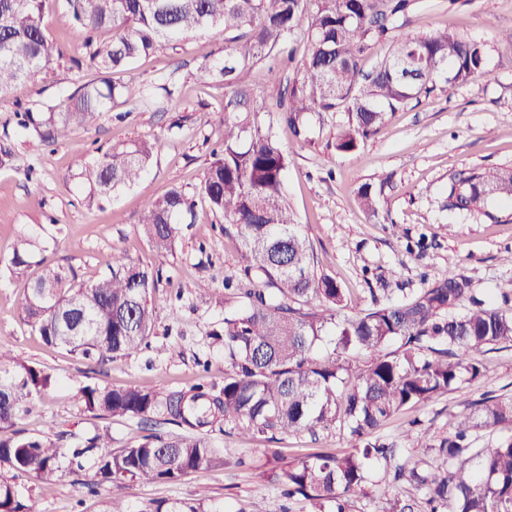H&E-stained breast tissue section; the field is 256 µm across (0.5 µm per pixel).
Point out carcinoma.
Wrapping results in <instances>:
<instances>
[{
	"mask_svg": "<svg viewBox=\"0 0 512 512\" xmlns=\"http://www.w3.org/2000/svg\"><path fill=\"white\" fill-rule=\"evenodd\" d=\"M46 0H0V94L21 90L36 72L63 51L42 27ZM410 0H64L73 32L89 48V60L111 74L146 55L163 41L198 31L224 34V59L215 66L228 89L224 142L212 152L200 186L209 210L239 228L247 265L244 276L224 280L236 306L224 313L227 366L218 392L201 385L164 396L138 388L85 385L77 392L82 410L98 418L148 420L155 414L193 430L190 435L155 431L117 453L99 457L97 493L104 483L177 482L199 469L224 466L211 433L230 426L245 436L290 435L336 426L360 443L352 451L314 454L265 473L281 494L301 497L311 512H349L354 496L366 493L369 469L392 468V483L425 490L422 512H512V435L492 448L472 447L474 432L512 425V398L482 401L459 416L448 435L429 448L443 466L424 469L399 462L401 449L375 436L391 416L426 405L463 382L484 376L472 356L483 348L512 343V310L474 294L469 278L452 271L428 283L418 295L390 303L376 301L359 315L343 316L346 291L319 274L310 245L283 195L289 153L274 131L284 122L301 137L311 112L348 114L336 136L338 152L350 153L396 112L432 90L434 74L446 71L465 83L482 72L484 51L443 30L416 38L402 31ZM110 29L109 42L96 34ZM297 29L307 36L302 66L286 78L277 109L250 81L266 55L284 51ZM393 40L390 54L371 73L362 62L380 41ZM136 91L105 81L68 98L60 112L18 114V125L45 145L68 136L74 125L92 124L118 96ZM156 151V142L112 146L77 174L90 196H107L137 183ZM512 201V170L473 168L448 183V210L487 218L488 195ZM198 220L195 201L177 187L147 201L139 224L149 246L172 250L178 224ZM30 242L18 239L10 263L28 265ZM160 278L124 253L112 255L109 274L75 285L63 271L45 266L22 300L24 321L43 341L84 359L128 357L148 345L155 323L150 296ZM331 337L332 347L319 343ZM399 343L396 350L392 343ZM367 357L363 366L358 355ZM14 358L0 350V429L16 424L23 401L54 385L34 366L10 368ZM104 429L83 448H62L49 436L0 438V464L37 482L52 480L59 459L76 460L108 448ZM416 502L392 490L375 497L373 512H415ZM0 512H32L23 492L0 481ZM150 512H222L206 499L160 501Z\"/></svg>",
	"mask_w": 512,
	"mask_h": 512,
	"instance_id": "obj_1",
	"label": "carcinoma"
}]
</instances>
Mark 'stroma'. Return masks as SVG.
Masks as SVG:
<instances>
[{
    "label": "stroma",
    "instance_id": "obj_1",
    "mask_svg": "<svg viewBox=\"0 0 512 512\" xmlns=\"http://www.w3.org/2000/svg\"><path fill=\"white\" fill-rule=\"evenodd\" d=\"M42 26L63 57L35 74L19 92L0 95V138L9 137L14 159L0 167V349L18 363L51 374L53 388L33 396L15 428L26 436L51 434L66 448L84 444L109 427L112 450L134 444L152 430L178 433L179 425L154 416L103 420L76 403L85 385L133 386L160 394L195 384L222 387L224 348L212 329L224 320V279L244 266L242 241L234 225L199 202L198 223L183 226L172 252H154L138 222L146 200L174 187L197 194L211 152L224 136L223 81L210 73L224 57V37L197 33L161 43L149 55L112 73V80L135 86L140 96L121 98L93 125L74 127L57 145L46 147L21 133L16 112L60 111L67 97L101 84L104 75L64 17L63 0H48ZM482 43L483 72L449 85L432 80L433 91L388 113L378 132L352 154L338 153L337 133L346 127L343 112L305 119L306 139L294 145L285 180V197L301 224L317 272L331 275L345 289L349 313L372 301L411 297L433 278L455 271L469 277L478 297L496 301L512 279V208L497 198L487 207L504 214L493 223L464 218L446 209L449 177L474 167L512 169V0H413L406 33L425 37L439 30ZM146 139L157 151L142 180L117 194L89 199L77 173L111 146ZM371 187L376 210L362 209L358 192ZM33 242L28 266L11 269L20 236ZM160 271L151 295L156 320L149 347L107 363L86 360L46 345L22 318L21 300L44 264L63 267L76 282L109 273L114 251ZM485 375L465 382L429 405L408 409L380 429L396 441L409 462L437 467L434 451L417 447L421 433H447L456 416L486 397L512 396V346L483 349ZM212 441L224 452L219 469L193 472L181 481L120 487L105 483L88 495L99 451L79 465L61 459L50 485L14 477L0 465V480H15L34 512H102L111 496L131 512H148L160 501L190 500L206 493L224 512H309L308 502L285 503L263 474L273 465L315 453H341L352 444L339 430L318 436L301 433L251 440L236 431H217Z\"/></svg>",
    "mask_w": 512,
    "mask_h": 512
}]
</instances>
